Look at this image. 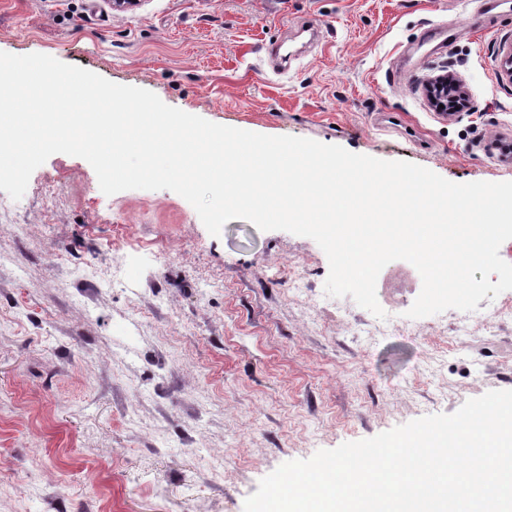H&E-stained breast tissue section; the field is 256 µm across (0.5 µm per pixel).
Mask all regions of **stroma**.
<instances>
[{"mask_svg":"<svg viewBox=\"0 0 512 512\" xmlns=\"http://www.w3.org/2000/svg\"><path fill=\"white\" fill-rule=\"evenodd\" d=\"M512 11L484 0H0V52L40 53L254 133L512 181ZM448 70L472 111L433 110ZM25 232H18V224ZM308 237L212 236L167 190L105 195L50 156L0 197V512H244L282 463L512 390V318L384 317L326 294Z\"/></svg>","mask_w":512,"mask_h":512,"instance_id":"stroma-1","label":"stroma"}]
</instances>
